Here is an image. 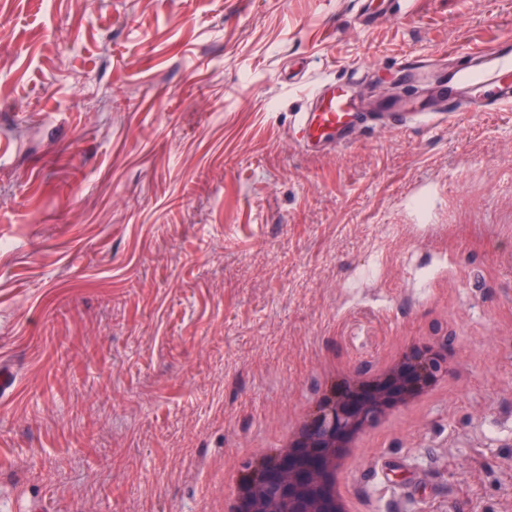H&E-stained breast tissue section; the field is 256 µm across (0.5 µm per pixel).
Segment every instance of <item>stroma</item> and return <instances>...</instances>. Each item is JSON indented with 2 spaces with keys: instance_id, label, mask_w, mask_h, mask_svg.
<instances>
[{
  "instance_id": "stroma-1",
  "label": "stroma",
  "mask_w": 512,
  "mask_h": 512,
  "mask_svg": "<svg viewBox=\"0 0 512 512\" xmlns=\"http://www.w3.org/2000/svg\"><path fill=\"white\" fill-rule=\"evenodd\" d=\"M0 0V512H226L330 371L457 358L359 512H512V107L308 154L306 82L512 39V0ZM392 472L393 486L379 480Z\"/></svg>"
}]
</instances>
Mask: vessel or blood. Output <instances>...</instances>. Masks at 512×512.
<instances>
[{
  "instance_id": "vessel-or-blood-1",
  "label": "vessel or blood",
  "mask_w": 512,
  "mask_h": 512,
  "mask_svg": "<svg viewBox=\"0 0 512 512\" xmlns=\"http://www.w3.org/2000/svg\"><path fill=\"white\" fill-rule=\"evenodd\" d=\"M397 67L413 82L432 72L446 73L447 79L432 91L430 106L410 109L397 104L367 112L353 91L365 71L347 67L342 76L316 84L305 108L294 113L292 131L300 147L308 153L336 151L358 143L361 134L379 123L395 129L427 128L512 104L511 41L452 51L441 58L413 57Z\"/></svg>"
}]
</instances>
